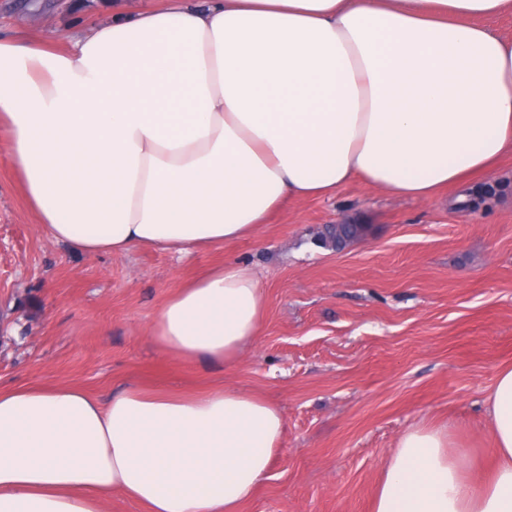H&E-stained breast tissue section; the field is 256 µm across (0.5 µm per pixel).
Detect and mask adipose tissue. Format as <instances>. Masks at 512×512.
Instances as JSON below:
<instances>
[{
	"label": "adipose tissue",
	"instance_id": "obj_1",
	"mask_svg": "<svg viewBox=\"0 0 512 512\" xmlns=\"http://www.w3.org/2000/svg\"><path fill=\"white\" fill-rule=\"evenodd\" d=\"M512 0H159L63 51L0 39L7 156L44 236L87 252L189 254L256 236L360 180L431 202L512 157ZM265 296L235 261L174 291L149 337L233 365ZM495 466L442 428L404 433L373 512H512V368L486 397ZM280 408L217 388L0 387V512H237L268 478Z\"/></svg>",
	"mask_w": 512,
	"mask_h": 512
}]
</instances>
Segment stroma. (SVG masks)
<instances>
[{
	"mask_svg": "<svg viewBox=\"0 0 512 512\" xmlns=\"http://www.w3.org/2000/svg\"><path fill=\"white\" fill-rule=\"evenodd\" d=\"M0 0V37L60 46L146 0ZM504 192L481 212L464 195ZM362 224L343 249L324 225ZM256 272L263 329L236 365L185 363L147 328L165 299L226 260ZM512 366V159L434 202L362 181L299 200L256 238L188 255L88 254L46 239L0 152V386H77L100 399L127 383L196 393L235 387L276 403L285 431L270 476L239 512H372L385 459L421 426L492 457L485 399Z\"/></svg>",
	"mask_w": 512,
	"mask_h": 512,
	"instance_id": "1",
	"label": "stroma"
}]
</instances>
